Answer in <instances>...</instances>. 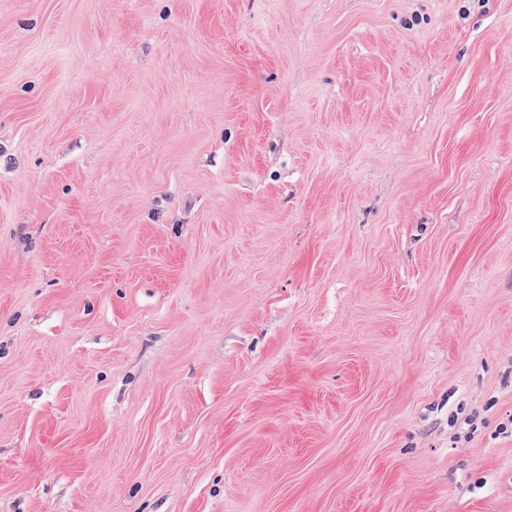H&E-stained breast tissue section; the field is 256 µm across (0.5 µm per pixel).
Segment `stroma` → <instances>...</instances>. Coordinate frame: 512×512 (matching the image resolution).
Segmentation results:
<instances>
[{"instance_id": "1", "label": "stroma", "mask_w": 512, "mask_h": 512, "mask_svg": "<svg viewBox=\"0 0 512 512\" xmlns=\"http://www.w3.org/2000/svg\"><path fill=\"white\" fill-rule=\"evenodd\" d=\"M0 512H512V0H0Z\"/></svg>"}]
</instances>
